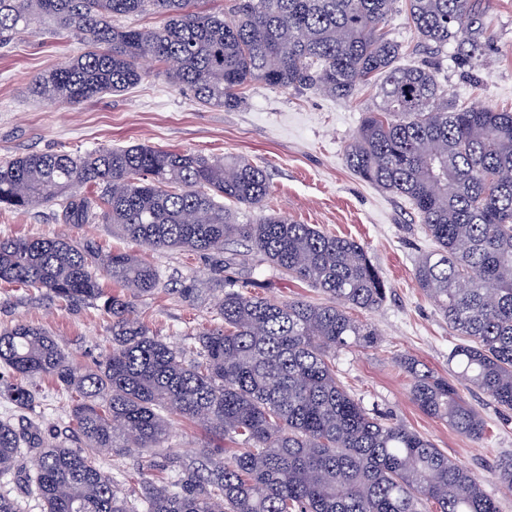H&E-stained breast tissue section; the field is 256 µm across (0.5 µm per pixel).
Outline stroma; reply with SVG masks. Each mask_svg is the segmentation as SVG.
<instances>
[{
	"label": "stroma",
	"instance_id": "35a3bbf8",
	"mask_svg": "<svg viewBox=\"0 0 512 512\" xmlns=\"http://www.w3.org/2000/svg\"><path fill=\"white\" fill-rule=\"evenodd\" d=\"M486 33L475 59L464 62L455 45L426 50L405 11L392 14L386 30L402 46L400 65H426L435 71L451 98L471 107L512 109V0H481ZM77 40H60L47 29L19 34L0 48V159L28 152L92 149L147 144L154 147L245 158L269 177L265 209L286 215L362 244L388 288L381 308L354 311L381 334L378 347L336 356V374L372 414L406 423L477 478L499 512H512V493L499 488L492 469L512 455V411L498 408L482 390L463 386L462 400L486 420L488 437L475 443L446 421L428 417L411 402V379L397 359L414 356L434 371L446 373L448 352L458 339L432 300L414 280L417 257L434 250L409 202L359 179L347 167L345 152L366 113L380 99L366 89L345 100L311 90L247 87L243 104L233 110L195 103L150 64V74L124 94L106 95L70 107L33 98L34 76L80 54ZM63 237L92 240L104 251L134 250L135 245L101 223H64L58 206L0 210V236ZM159 268L162 287L141 297L135 309L161 338L180 342L213 324L214 305L224 284L247 288L275 301L323 302L304 282L279 273L227 244L224 254L180 250H141ZM26 321L61 340L79 367L103 353L110 319L97 303L67 307L46 291L0 283V326ZM35 414L45 434L70 436L71 402L48 378L38 380Z\"/></svg>",
	"mask_w": 512,
	"mask_h": 512
}]
</instances>
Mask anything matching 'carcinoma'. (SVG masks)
Segmentation results:
<instances>
[{"instance_id":"cac0c4a2","label":"carcinoma","mask_w":512,"mask_h":512,"mask_svg":"<svg viewBox=\"0 0 512 512\" xmlns=\"http://www.w3.org/2000/svg\"><path fill=\"white\" fill-rule=\"evenodd\" d=\"M202 0H0V47L48 26L85 50L35 77L32 93L76 106L127 91L160 63L170 83L203 106L233 109L252 83L350 98L379 81L380 107L348 146V168L405 198L434 241L414 279L465 341L448 375L401 359L412 402L462 435L484 440L487 422L464 404L474 386L512 409V111L456 105L427 67H398L401 46L384 30L397 0H234V20ZM479 0H405L428 49L479 55ZM152 12L158 28L114 18ZM266 173L245 159L136 144L26 153L0 160V209L53 203L64 223L110 224L149 250L222 251L243 242L261 260L330 296L329 304L276 302L228 288L221 323L173 345L141 321L134 300L162 284L133 252L92 241L0 236V282L46 290L60 303L103 300L111 338L80 371L57 338L17 323L0 329L8 398L35 407L34 381L72 399L74 439L52 441L33 420L0 419V512H25L13 484L43 512H499L467 470L402 422L370 415L336 375V352L375 346L377 330L350 310L374 312L388 288L355 240L279 214L239 223L230 201L259 209ZM107 276L122 294L105 296ZM175 413L221 444L186 461L160 452ZM238 447L224 455L225 438ZM149 452L131 497L100 465L103 452ZM33 455L32 468L16 461ZM494 475L512 493V456Z\"/></svg>"}]
</instances>
